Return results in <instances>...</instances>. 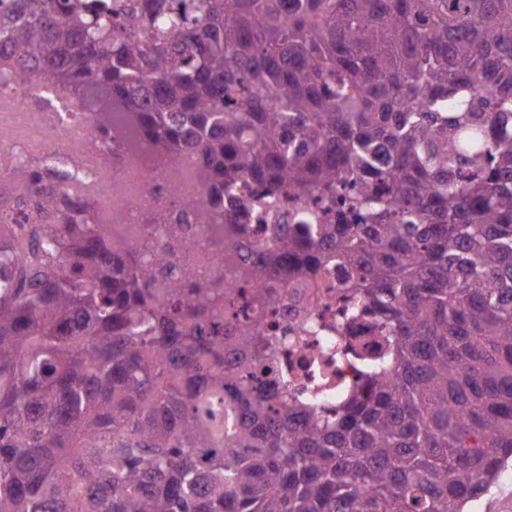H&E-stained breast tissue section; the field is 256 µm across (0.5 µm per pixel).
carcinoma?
<instances>
[{"mask_svg":"<svg viewBox=\"0 0 512 512\" xmlns=\"http://www.w3.org/2000/svg\"><path fill=\"white\" fill-rule=\"evenodd\" d=\"M90 94L93 125L188 153L229 260L224 199H339L271 224L235 288L155 271L185 244L112 235L74 205L19 261L0 239V512H464L512 459V0H0V86ZM11 174L51 206L54 178ZM229 223H224V220ZM337 258L338 301L383 335L336 416L257 387L240 318ZM231 397L237 424L217 403Z\"/></svg>","mask_w":512,"mask_h":512,"instance_id":"carcinoma-1","label":"carcinoma"}]
</instances>
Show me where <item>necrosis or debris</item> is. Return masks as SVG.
I'll return each instance as SVG.
<instances>
[{
  "label": "necrosis or debris",
  "mask_w": 512,
  "mask_h": 512,
  "mask_svg": "<svg viewBox=\"0 0 512 512\" xmlns=\"http://www.w3.org/2000/svg\"><path fill=\"white\" fill-rule=\"evenodd\" d=\"M32 123L26 135H16L0 123V167L15 162V148H22L26 162L51 164L57 177L55 198H64L74 178H84L98 188L95 202L112 214L114 231L128 237H157L162 233L153 220L154 211L172 210L182 234L190 243L165 271L173 279L184 267H191L197 280L224 283V263L214 257L209 235L194 223L191 214L173 211L168 194L170 183H178L184 195L207 197L208 186L196 179L192 158L186 154L171 156L161 168H146L140 157L124 149L113 150L111 163H104L103 148L89 127L84 112H57L52 121L31 113ZM239 200L249 206L253 230L251 242L264 238V226L270 219L290 221L297 202L280 194L265 197L251 181H244ZM41 222V214L28 202L0 204V224L13 245L29 251L33 232ZM345 268L328 267L311 288H292L287 282L264 284L267 303L251 305L248 321L261 335L275 337L278 343L276 367L263 375L264 386H284L301 399L312 400L319 415L331 416L336 411L338 395L354 390L360 378L361 360L349 354L352 346L365 343V336L350 335L336 309V291L349 277Z\"/></svg>",
  "instance_id": "1"
}]
</instances>
